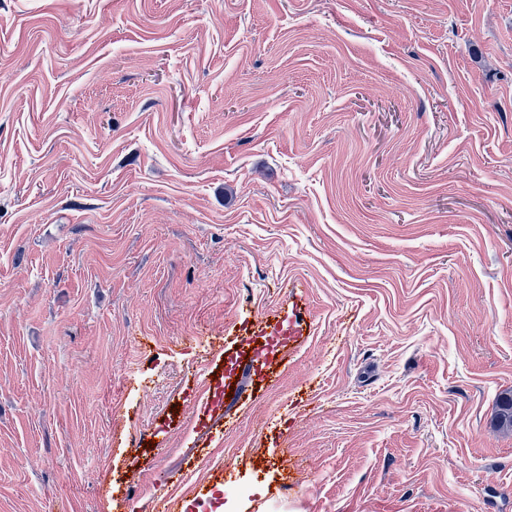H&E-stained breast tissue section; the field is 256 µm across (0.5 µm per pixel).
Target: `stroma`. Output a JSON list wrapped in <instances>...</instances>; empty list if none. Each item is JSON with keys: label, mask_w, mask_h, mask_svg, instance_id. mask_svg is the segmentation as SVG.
I'll return each mask as SVG.
<instances>
[{"label": "stroma", "mask_w": 512, "mask_h": 512, "mask_svg": "<svg viewBox=\"0 0 512 512\" xmlns=\"http://www.w3.org/2000/svg\"><path fill=\"white\" fill-rule=\"evenodd\" d=\"M510 390L512 0H0V512H512Z\"/></svg>", "instance_id": "35a3bbf8"}]
</instances>
